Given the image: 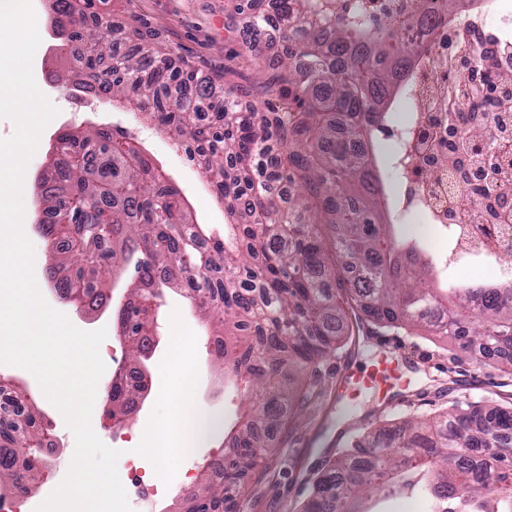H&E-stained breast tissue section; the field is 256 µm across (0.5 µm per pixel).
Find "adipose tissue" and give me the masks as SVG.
Segmentation results:
<instances>
[{"instance_id": "adipose-tissue-1", "label": "adipose tissue", "mask_w": 512, "mask_h": 512, "mask_svg": "<svg viewBox=\"0 0 512 512\" xmlns=\"http://www.w3.org/2000/svg\"><path fill=\"white\" fill-rule=\"evenodd\" d=\"M193 342L192 337L183 336L179 339L178 347L172 351V356L166 365L170 375V386L167 399L171 404V413L168 421L151 435L148 445L152 448L156 458H163L173 449L184 444L183 432L178 424L181 416L182 397L181 384L190 373V366L184 356V349Z\"/></svg>"}]
</instances>
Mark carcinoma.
I'll return each mask as SVG.
<instances>
[{"mask_svg": "<svg viewBox=\"0 0 512 512\" xmlns=\"http://www.w3.org/2000/svg\"><path fill=\"white\" fill-rule=\"evenodd\" d=\"M256 2L236 7L251 14L248 51L271 39L283 46L268 83L280 104L266 112L242 107L234 87L214 97L212 79L155 49L154 35L138 26L111 29L97 0H49L57 27L84 51L83 68L61 70L57 82L137 110L166 132L231 218L222 237L190 223L172 179L120 127L61 131L55 187L45 191L39 180L51 219L45 236L64 239L57 266L68 274L50 275L54 289L99 305L114 270L128 271L131 288L114 320L131 362L149 352L145 305L172 282L223 331L215 353L233 385L244 384L250 408L227 434L234 455L224 458L222 477L203 466L185 512H244L239 487L273 454L267 436L286 425L317 363L339 349L348 307L379 325L444 335L475 323L469 345L512 367V285L424 287L429 266L380 222L382 188L372 170L375 131L421 53L396 27L418 13L447 24L459 0H414L411 11L378 25L359 9H336V0H275L267 13ZM126 41L138 42L136 53H117ZM330 276L334 294L323 287ZM132 374L112 380L111 420L122 421L143 390ZM16 393L0 381V484L26 495L43 477L49 432L32 404L10 413ZM511 484L512 404L484 415L453 407L354 436L315 475L302 512H374L366 507L372 497L414 490L431 512H450V499L480 509L495 493L512 500Z\"/></svg>", "mask_w": 512, "mask_h": 512, "instance_id": "obj_1", "label": "carcinoma"}]
</instances>
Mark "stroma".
Segmentation results:
<instances>
[{"instance_id":"35a3bbf8","label":"stroma","mask_w":512,"mask_h":512,"mask_svg":"<svg viewBox=\"0 0 512 512\" xmlns=\"http://www.w3.org/2000/svg\"><path fill=\"white\" fill-rule=\"evenodd\" d=\"M236 0H112L108 17L113 27L121 28L137 20L157 35L158 47L191 62L201 75L214 77L213 93L223 96L227 87L247 89L243 104L267 109L278 99L266 92L263 83L271 76V66L280 53L279 45H266L261 56L246 52L235 32L226 28L228 20L245 25L244 16L235 12ZM56 49L43 44L32 63L39 89L58 108V115L41 135V145L30 160L24 181L32 183L35 174L46 168L55 134L62 128L119 125L129 129L142 150L172 177L179 188L194 223L204 230L223 232L227 216L212 190L201 178L197 166L171 140L150 123L135 118L128 110H115L93 97H79L74 88L57 84L51 74ZM33 199L25 201L24 232L34 245L35 278L41 293L53 308L65 313L79 329L106 328L102 350H115L117 360L127 356L126 346L112 326V309L105 306L85 312L60 299L46 282V270L55 252L36 226ZM350 334L342 348L323 359L310 392L294 410L287 429L273 437L275 451L264 466L245 482L241 499L245 512H297L311 493L310 479L336 449L363 429L397 422L416 415L426 419L434 412L459 405L465 409L512 403V374L504 372L498 358L481 360L462 351L463 337L455 334L435 337L424 332L408 333L397 328H382L348 315ZM191 332L195 341L189 358L194 367L183 384L182 396L192 399L198 411L223 416L233 426L248 404L242 393L225 389L224 373L213 353V346L198 314L179 292L165 291L157 306L156 344L147 363V395L123 425L112 427L105 421V403L97 401L92 413V428L109 447L135 458L145 474H153L155 459L143 449L145 434L170 416L163 390L169 379L164 364L170 355L178 330ZM397 345L418 360L420 380L414 381L413 394L406 402L382 409L376 399L366 395L349 412L340 405L350 372L371 365L383 345ZM0 378L12 381L31 392L46 425L61 443L58 454L43 468V479L32 493L34 501H44L65 477L74 453L75 440L65 420L46 399L37 380L28 371L0 365ZM223 434L216 433L194 448L175 452L163 463L175 484L174 490H158L152 503L130 500L132 512H180L179 498L197 485L203 463L225 454Z\"/></svg>"}]
</instances>
